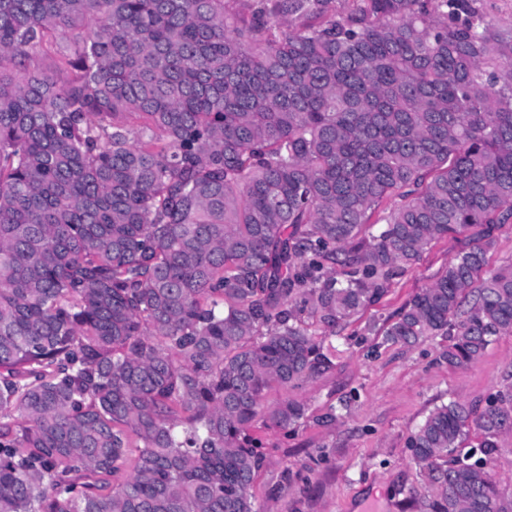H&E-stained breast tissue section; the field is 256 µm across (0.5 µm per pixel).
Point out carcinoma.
<instances>
[{
  "label": "carcinoma",
  "instance_id": "carcinoma-1",
  "mask_svg": "<svg viewBox=\"0 0 512 512\" xmlns=\"http://www.w3.org/2000/svg\"><path fill=\"white\" fill-rule=\"evenodd\" d=\"M504 224L512 31L470 0H0V512H257L248 431L305 415L265 391L332 367L306 320L471 229L383 330L465 367L512 334ZM511 433L512 387L431 410L425 512H512ZM512 260V224H505L497 232L493 248L488 253L484 277L493 273L500 265ZM499 449L490 463L491 472L498 487L505 494H512V434L498 441Z\"/></svg>",
  "mask_w": 512,
  "mask_h": 512
}]
</instances>
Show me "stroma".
I'll list each match as a JSON object with an SVG mask.
<instances>
[{
  "label": "stroma",
  "instance_id": "1",
  "mask_svg": "<svg viewBox=\"0 0 512 512\" xmlns=\"http://www.w3.org/2000/svg\"><path fill=\"white\" fill-rule=\"evenodd\" d=\"M467 239L452 233L433 243L377 304L339 333L323 335L329 371L266 392L265 405L294 399L306 414L285 430L261 424L251 430L263 457L253 485L260 512H423L424 477L410 458L408 437L442 403L460 400L480 409L512 386V334L498 337L469 367L453 369L439 358L445 337L402 347L383 343L379 332Z\"/></svg>",
  "mask_w": 512,
  "mask_h": 512
}]
</instances>
